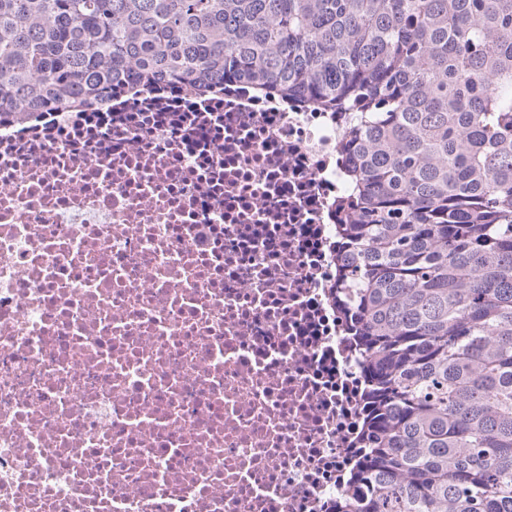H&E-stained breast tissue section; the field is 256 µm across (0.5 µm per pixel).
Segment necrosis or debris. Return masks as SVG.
Masks as SVG:
<instances>
[{
    "label": "necrosis or debris",
    "mask_w": 512,
    "mask_h": 512,
    "mask_svg": "<svg viewBox=\"0 0 512 512\" xmlns=\"http://www.w3.org/2000/svg\"><path fill=\"white\" fill-rule=\"evenodd\" d=\"M350 121L242 82L0 116V512H347Z\"/></svg>",
    "instance_id": "4bbe7bcc"
}]
</instances>
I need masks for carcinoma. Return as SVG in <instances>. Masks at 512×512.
Returning <instances> with one entry per match:
<instances>
[{
	"mask_svg": "<svg viewBox=\"0 0 512 512\" xmlns=\"http://www.w3.org/2000/svg\"><path fill=\"white\" fill-rule=\"evenodd\" d=\"M353 112V512H512V0H0V110L124 84Z\"/></svg>",
	"mask_w": 512,
	"mask_h": 512,
	"instance_id": "1",
	"label": "carcinoma"
}]
</instances>
